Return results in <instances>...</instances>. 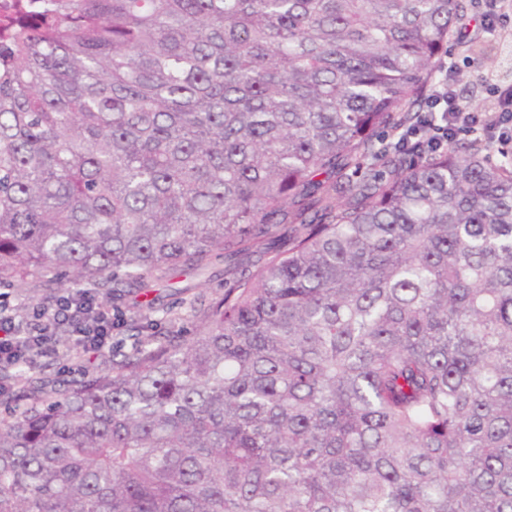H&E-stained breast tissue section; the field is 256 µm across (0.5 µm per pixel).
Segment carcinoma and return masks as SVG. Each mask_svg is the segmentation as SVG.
Instances as JSON below:
<instances>
[{"label":"carcinoma","instance_id":"1","mask_svg":"<svg viewBox=\"0 0 512 512\" xmlns=\"http://www.w3.org/2000/svg\"><path fill=\"white\" fill-rule=\"evenodd\" d=\"M474 0H36L0 284L224 263L189 340L0 367V512H512V158L400 154ZM35 366L31 370L36 375L49 380H61L69 376V372L77 366L72 365L71 349L67 356L62 355V347L49 343L46 349L37 357Z\"/></svg>","mask_w":512,"mask_h":512}]
</instances>
